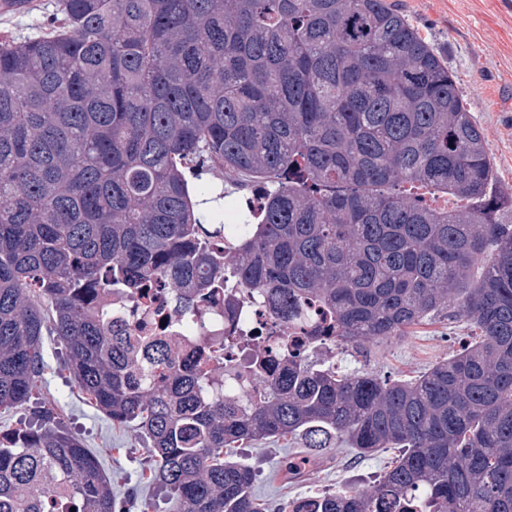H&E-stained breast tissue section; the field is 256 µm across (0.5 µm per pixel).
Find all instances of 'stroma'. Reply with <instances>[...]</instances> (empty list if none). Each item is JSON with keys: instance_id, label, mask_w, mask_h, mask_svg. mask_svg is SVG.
<instances>
[{"instance_id": "1", "label": "stroma", "mask_w": 512, "mask_h": 512, "mask_svg": "<svg viewBox=\"0 0 512 512\" xmlns=\"http://www.w3.org/2000/svg\"><path fill=\"white\" fill-rule=\"evenodd\" d=\"M58 0H17L14 10L0 12V38L40 34L55 18ZM410 23L448 64L458 91L482 128L498 185L512 191V0H399ZM460 317H437L406 335L367 342V356L309 353L312 363L330 362L338 371L366 368L383 376L409 380L448 358L472 336ZM46 363L39 402L52 406L65 428L96 456L112 485L117 502L132 505L156 496L141 482L149 456L137 433L111 422L89 404L65 367V353L56 337L43 339ZM295 438L256 441L234 449L233 460L256 472L254 492L261 503L279 508L318 492L343 486L364 488L389 469L398 451L385 448L361 457L347 445L327 449L318 464L294 478L281 470L283 461L301 448Z\"/></svg>"}]
</instances>
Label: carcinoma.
I'll use <instances>...</instances> for the list:
<instances>
[{
  "label": "carcinoma",
  "mask_w": 512,
  "mask_h": 512,
  "mask_svg": "<svg viewBox=\"0 0 512 512\" xmlns=\"http://www.w3.org/2000/svg\"><path fill=\"white\" fill-rule=\"evenodd\" d=\"M0 40V409L49 333L85 398L139 434L169 512H268L224 452L300 437L399 454L365 490L289 512H512V192L445 62L392 0H60ZM248 174L259 211L224 183ZM467 202L434 208L400 184ZM483 266L473 280L470 269ZM267 298L336 349L443 313L476 336L411 380L290 355L245 399L200 357L97 310L112 288ZM116 512L99 461L45 405L0 438V512Z\"/></svg>",
  "instance_id": "1"
}]
</instances>
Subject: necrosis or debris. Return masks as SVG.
Listing matches in <instances>:
<instances>
[{
  "label": "necrosis or debris",
  "mask_w": 512,
  "mask_h": 512,
  "mask_svg": "<svg viewBox=\"0 0 512 512\" xmlns=\"http://www.w3.org/2000/svg\"><path fill=\"white\" fill-rule=\"evenodd\" d=\"M97 306L106 319L123 320L132 334L147 333L171 340L173 357L179 363L186 356L222 342L228 333L241 339L233 352L237 360L250 356L257 343L263 345L268 359L274 360L296 352L305 342L297 331L277 330L267 307L231 299L221 292L208 298L200 318L192 320L177 312L172 290L155 286L133 295L108 291L99 298Z\"/></svg>",
  "instance_id": "1"
}]
</instances>
